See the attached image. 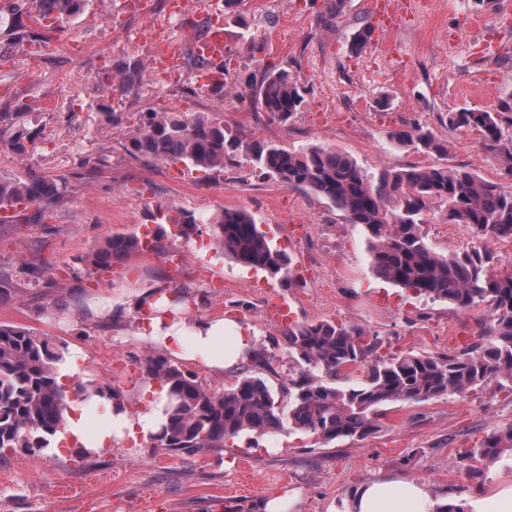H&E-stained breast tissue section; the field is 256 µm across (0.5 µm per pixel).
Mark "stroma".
<instances>
[{
    "mask_svg": "<svg viewBox=\"0 0 512 512\" xmlns=\"http://www.w3.org/2000/svg\"><path fill=\"white\" fill-rule=\"evenodd\" d=\"M150 3L160 23L155 30L126 12L124 0H88L65 28L41 23L40 41L0 51V113H25L37 134L24 164L9 133L0 134V174L27 167L70 179L88 155L105 164L43 223L0 229V274L12 288L0 302V323L64 343L88 379L121 392L133 409L140 363L159 348L140 338L134 315L116 330L107 318H93L89 306L117 308L130 293L157 285L199 291L210 301L201 315L221 314L251 331L253 349L264 357L254 372L276 389L297 370L284 325L266 313L277 295L294 322L355 326L394 353L459 354L486 344L485 306L462 311L376 279L361 228L313 193L259 178L246 165L214 179L180 162L136 161L121 143L141 113L207 112L248 136L334 148L374 170L431 163V156L386 142L387 131L416 121L447 141L445 164L498 180L499 167L477 134L452 130L442 118L463 107L493 108L512 93V0H407L402 23L373 35L357 54L350 51L354 33L379 24L373 0H342L338 15L323 23L316 16L328 0H247L250 30L266 49L251 54L241 28L225 21L227 67L291 71L307 89L306 102L284 124L270 121L249 97L212 95L190 67L175 78L150 71L139 89L100 96L109 60L147 63L160 38L204 34L212 13L224 10V0H194L188 15L170 18L168 0ZM382 97L388 107H378ZM112 111L122 113V128L108 121ZM160 203L199 216L226 208L256 213L268 238L292 258L299 284L263 288L265 274L220 254L206 231L162 239L160 250L89 274L86 255L113 236L140 232ZM174 250L186 256L177 272L166 262ZM382 423L376 434L326 445L279 433L243 435L193 455L151 444L113 445L85 459L71 449L15 455L0 461V512H262L276 495L291 497L288 512H339L344 499L380 476L420 480L443 498L462 497L497 476L512 481L511 464L490 463L473 475L464 456L491 430L512 424L510 389L492 383L463 397L396 403Z\"/></svg>",
    "mask_w": 512,
    "mask_h": 512,
    "instance_id": "stroma-1",
    "label": "stroma"
}]
</instances>
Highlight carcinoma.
<instances>
[{
	"instance_id": "1",
	"label": "carcinoma",
	"mask_w": 512,
	"mask_h": 512,
	"mask_svg": "<svg viewBox=\"0 0 512 512\" xmlns=\"http://www.w3.org/2000/svg\"><path fill=\"white\" fill-rule=\"evenodd\" d=\"M86 0H22L11 23L0 31L6 45L35 38L22 20L38 23L48 14L69 23ZM244 0H224V16L246 26ZM132 90L144 83L138 62H118L101 84ZM253 91L254 100L272 121L287 123L305 104V88L290 71L274 65L240 74L211 93L224 98L228 85ZM448 128L477 132L496 158L502 176L512 179V94L491 110L460 108L444 118ZM37 134L18 130L10 146L20 161L30 156ZM389 143L417 153L444 157L448 143L424 125L413 122L386 132ZM124 149L135 160L181 162L217 177L229 165L246 161L253 173L288 188L312 192L362 228L370 271L379 279L410 289L460 310L485 305L490 311L492 340L459 355L412 352L378 353L380 345L365 342V332L331 320L295 323L284 331L290 358L299 366L290 380L288 399L280 398L261 377L241 372L236 385L218 395L182 363L164 355L143 361L141 380L168 387V417L155 437L168 451L198 452L226 447L243 433H299L324 444L364 438L382 427L383 408L398 402L420 403L463 396L489 382L512 388V264L497 263L494 246L512 243V184L489 181L474 169L445 164L383 166L365 169L351 155L332 148L284 147L264 139L245 138L205 112L142 113L136 130L124 136ZM73 185L37 174H0V211H15L12 222H42L60 206ZM36 206L26 214L20 207ZM434 211L448 224L469 229L476 237L465 250L443 254L426 241L425 214ZM153 223L168 224L185 239L202 232L200 220L187 210L159 203ZM259 219L244 209L226 208L209 219L211 235L224 255L272 278L296 280L291 260L260 229ZM143 250L142 236H114L85 257L89 273L108 272L115 262ZM67 348L50 336L28 328L0 324V459L36 455L50 447L63 426L70 388L58 381L56 364ZM359 365L363 373L349 386L336 384L343 369ZM77 392L90 400L106 398L125 404L121 394L93 381ZM464 456L470 470L484 462L512 459V425L488 433Z\"/></svg>"
}]
</instances>
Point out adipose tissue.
<instances>
[{
  "label": "adipose tissue",
  "instance_id": "adipose-tissue-1",
  "mask_svg": "<svg viewBox=\"0 0 512 512\" xmlns=\"http://www.w3.org/2000/svg\"><path fill=\"white\" fill-rule=\"evenodd\" d=\"M139 334L173 358L196 357L215 371L247 359L252 349L251 335L234 321L221 316L199 318L188 312L173 318L158 307L140 318ZM142 401L135 411L112 405L108 422L97 429L90 427L83 402L70 401L64 411L65 429L58 433L55 443H77L93 452L111 443L146 445L166 421L167 392L154 384L145 386ZM444 506V500L418 480L379 478L353 492L344 512H442Z\"/></svg>",
  "mask_w": 512,
  "mask_h": 512
}]
</instances>
